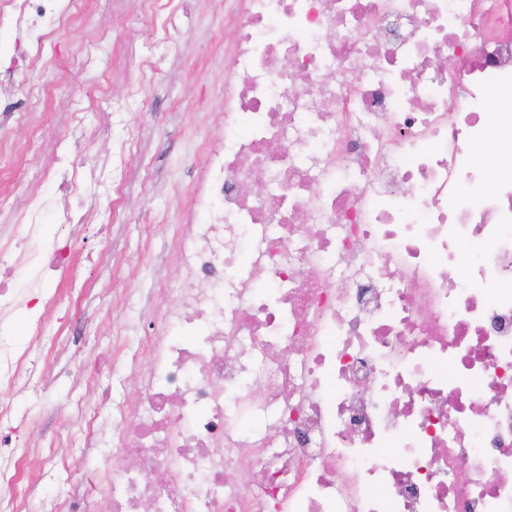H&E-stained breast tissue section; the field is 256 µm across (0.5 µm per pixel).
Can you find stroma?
Masks as SVG:
<instances>
[{
  "mask_svg": "<svg viewBox=\"0 0 512 512\" xmlns=\"http://www.w3.org/2000/svg\"><path fill=\"white\" fill-rule=\"evenodd\" d=\"M193 3L190 36L156 69L130 77L120 73L118 32L99 34L82 25L61 30L45 50L47 67L28 71L26 80L43 85L49 70L67 64L82 78L76 95L95 97V107L74 118L52 113L45 99L25 116L0 115V172L16 184L25 180L26 163L12 148L32 138L44 113H51L56 134L79 121L84 136L74 150L91 162L108 161L115 147L113 138L96 132L99 114L125 97L128 82L140 90L139 101L129 105L127 129L114 136H134L123 173L114 180V215L102 223L47 226L82 261L88 286L77 301L59 295L57 272L42 290L37 313L45 334H63V342L35 343L26 312L13 321V339L30 347L31 367L47 373L41 388L0 391V401L12 407L10 418L0 421V460L20 462L18 484L0 487V499L17 500L20 512H43L46 502L82 495L90 482H101L100 458L112 450V399L135 389L139 369L148 363L144 338L177 302L168 291L181 277L173 230L189 204L206 142L221 127L218 91L224 84V0ZM69 400L104 418L96 441H87L75 412L55 410V402Z\"/></svg>",
  "mask_w": 512,
  "mask_h": 512,
  "instance_id": "obj_1",
  "label": "stroma"
}]
</instances>
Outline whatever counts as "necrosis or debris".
I'll list each match as a JSON object with an SVG mask.
<instances>
[{
  "label": "necrosis or debris",
  "instance_id": "1",
  "mask_svg": "<svg viewBox=\"0 0 512 512\" xmlns=\"http://www.w3.org/2000/svg\"><path fill=\"white\" fill-rule=\"evenodd\" d=\"M60 2L0 0L9 97ZM186 2L145 17L155 46ZM98 5L153 68L144 17ZM224 38L175 329L148 336L113 436L129 464L48 512H512V0H225ZM68 141L22 148L50 161L0 200L19 244L113 211L77 194ZM62 269L56 248L0 267V388L32 383L11 317Z\"/></svg>",
  "mask_w": 512,
  "mask_h": 512
}]
</instances>
